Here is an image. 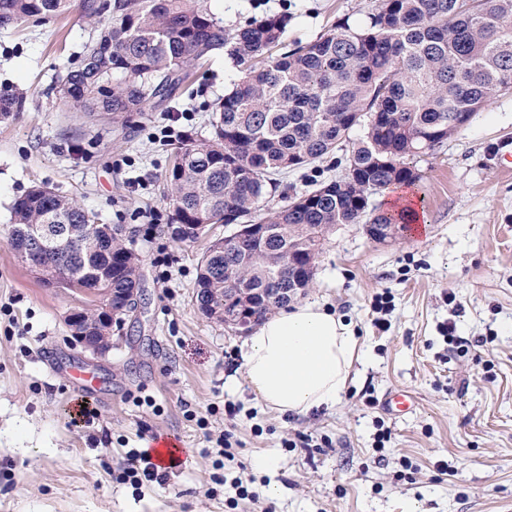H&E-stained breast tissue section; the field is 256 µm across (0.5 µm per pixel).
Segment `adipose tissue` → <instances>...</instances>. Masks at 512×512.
I'll use <instances>...</instances> for the list:
<instances>
[{
    "instance_id": "adipose-tissue-1",
    "label": "adipose tissue",
    "mask_w": 512,
    "mask_h": 512,
    "mask_svg": "<svg viewBox=\"0 0 512 512\" xmlns=\"http://www.w3.org/2000/svg\"><path fill=\"white\" fill-rule=\"evenodd\" d=\"M360 354L352 324L318 301L278 309L245 343V379L271 410L305 415L340 403Z\"/></svg>"
}]
</instances>
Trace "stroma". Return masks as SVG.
<instances>
[{"instance_id":"obj_1","label":"stroma","mask_w":512,"mask_h":512,"mask_svg":"<svg viewBox=\"0 0 512 512\" xmlns=\"http://www.w3.org/2000/svg\"><path fill=\"white\" fill-rule=\"evenodd\" d=\"M203 5L230 32L287 16L291 45L343 19L363 23L375 0ZM95 34L75 12L0 29V90L23 101L0 119V512H225L241 485L250 496L235 512H512V171L495 163L498 143L512 140V91L417 160L421 180L408 194L421 201L424 232L377 243L344 224L329 235L306 298L353 324L363 356L336 407L281 414L246 382L244 337L192 299L204 251L230 227L211 225L193 242L170 235L164 143L208 137V107L231 89L234 63L215 55L171 110L123 125L91 120L54 87ZM36 184L124 226L140 257L141 305L105 356L68 331L78 295L43 284L6 242L13 200ZM380 295L390 301L382 330ZM447 325L470 354L453 350ZM69 364L101 380L92 423L74 421ZM395 390L415 396L412 412L384 410ZM230 425L242 449L220 466L211 440ZM164 435L185 448L177 473L116 480L129 450Z\"/></svg>"}]
</instances>
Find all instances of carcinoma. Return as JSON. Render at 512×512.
I'll use <instances>...</instances> for the list:
<instances>
[{"instance_id": "carcinoma-1", "label": "carcinoma", "mask_w": 512, "mask_h": 512, "mask_svg": "<svg viewBox=\"0 0 512 512\" xmlns=\"http://www.w3.org/2000/svg\"><path fill=\"white\" fill-rule=\"evenodd\" d=\"M78 8L108 16L80 62L61 77V100L89 117L118 123L173 101L187 70L225 50L240 73L213 109L211 137L176 141L166 176L175 224L254 222L273 175L349 147L355 180L316 184L259 220L265 246L218 241L200 260L198 297L224 321L228 289L289 288L288 270L269 257L307 254L326 225L358 224L368 194L411 186L412 161L452 137L501 92L512 89V0H377L362 25L347 22L293 49L287 19L254 18L231 34L200 0H0V29ZM20 101L0 92V117ZM14 224H70L75 241L45 255L60 280L90 288L139 287V258L80 201L35 185L11 206ZM400 214L374 210L372 224L398 235ZM112 249L113 261L106 250Z\"/></svg>"}]
</instances>
